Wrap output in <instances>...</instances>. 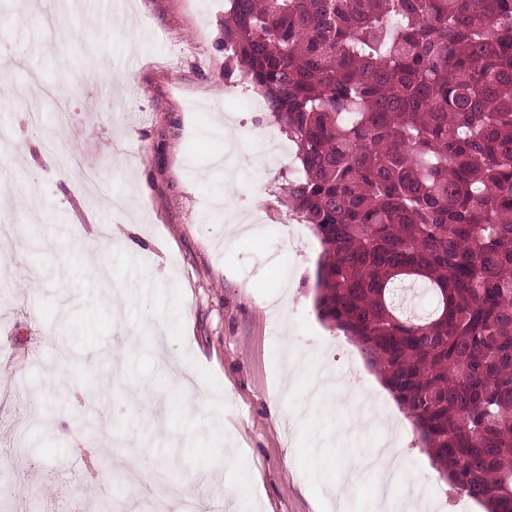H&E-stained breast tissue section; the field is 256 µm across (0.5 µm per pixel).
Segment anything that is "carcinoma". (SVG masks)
<instances>
[{
  "mask_svg": "<svg viewBox=\"0 0 512 512\" xmlns=\"http://www.w3.org/2000/svg\"><path fill=\"white\" fill-rule=\"evenodd\" d=\"M224 45L297 147L319 319L439 478L512 512V0H228Z\"/></svg>",
  "mask_w": 512,
  "mask_h": 512,
  "instance_id": "1",
  "label": "carcinoma"
}]
</instances>
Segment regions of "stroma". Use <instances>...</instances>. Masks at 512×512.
<instances>
[{"mask_svg":"<svg viewBox=\"0 0 512 512\" xmlns=\"http://www.w3.org/2000/svg\"><path fill=\"white\" fill-rule=\"evenodd\" d=\"M112 5L38 0L20 27V0H0V81L14 90L0 103L12 140L0 160V482L19 491L6 512H99L103 493L128 500L139 480L123 458L161 459L169 435L188 445L154 492L178 512H370L377 474L362 472L345 502L336 487L345 439L363 456L376 433L345 436L352 408L325 413L307 375L287 381L282 355L313 353L364 403L392 420L402 412L355 342L317 316L321 246L310 226L291 238L240 227L248 209L287 216L288 163H267L275 124L234 90L227 0ZM22 58L43 86L70 94L39 97L9 70ZM228 115L239 122L226 137L214 126ZM29 187L49 222L27 225L19 193ZM121 223L136 251L114 246ZM108 285L130 288L123 314L95 304ZM119 355L125 392L152 388L153 402L100 388ZM171 364L192 390L169 384ZM61 366L64 389L48 381ZM95 388L105 432L83 417L80 393ZM400 442L404 482L448 512L417 433Z\"/></svg>","mask_w":512,"mask_h":512,"instance_id":"35a3bbf8","label":"stroma"}]
</instances>
